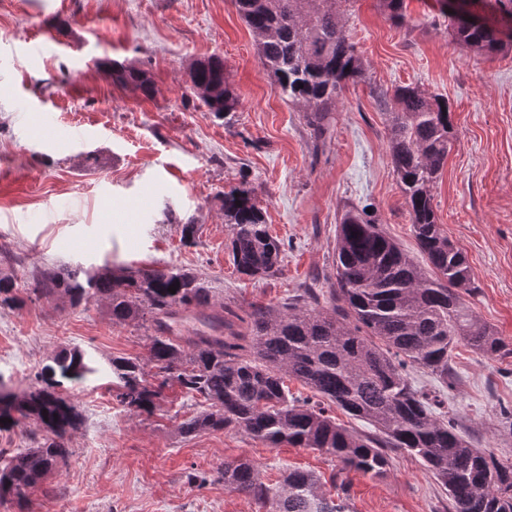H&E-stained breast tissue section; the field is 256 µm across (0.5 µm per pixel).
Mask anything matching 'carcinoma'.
Returning a JSON list of instances; mask_svg holds the SVG:
<instances>
[{"instance_id": "1", "label": "carcinoma", "mask_w": 512, "mask_h": 512, "mask_svg": "<svg viewBox=\"0 0 512 512\" xmlns=\"http://www.w3.org/2000/svg\"><path fill=\"white\" fill-rule=\"evenodd\" d=\"M468 6L507 20L508 31L483 22L455 21L454 42L475 55L512 50V0H464ZM251 30L259 60L288 101L309 112L315 137L348 83L365 75L362 59L336 10V0H235ZM113 81L150 97L147 72L118 61L106 63ZM191 89L207 111L224 118L238 98L218 56L197 62ZM388 147L408 207L414 236L427 267L416 264L370 218L350 206L336 230L335 281L328 291L305 288L276 305H255L243 317L212 302L215 287L190 269L129 271L104 265L47 266L32 274V292L62 296L76 307L92 299L107 303L112 322H140L149 331V361L161 374L158 385L144 380L142 365L112 359L122 383L121 402L150 413L169 382L202 399L207 407L183 420L178 432L193 436L234 428L269 448L290 445L318 450L351 471L377 477L386 471L387 448L421 459L448 492L454 512H512V462L475 448L432 399L408 379L417 367L448 382V359L464 343L486 355L512 349L466 305L461 291L471 284L465 254L436 222L431 189L448 158L455 130L448 102L428 98L417 87L394 92L387 113ZM241 205H236V202ZM228 254L236 271L255 280L274 276L284 252L262 209L244 186L223 194ZM179 284L175 293L169 286ZM15 279L0 273V302L16 301ZM93 372L79 350L62 351L38 372L41 386L21 393L0 388V431L33 420L42 434L32 446L0 466V498H18L61 464L65 443L83 416L73 399L56 391V376L78 381ZM296 380L321 398L317 404L288 391ZM336 407L371 427L368 433L336 424ZM228 489L253 498L265 512H349L347 480L339 493H324L310 472L285 468L269 484L247 459L226 460L217 469Z\"/></svg>"}]
</instances>
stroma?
<instances>
[{
    "label": "stroma",
    "mask_w": 512,
    "mask_h": 512,
    "mask_svg": "<svg viewBox=\"0 0 512 512\" xmlns=\"http://www.w3.org/2000/svg\"><path fill=\"white\" fill-rule=\"evenodd\" d=\"M363 81L345 85L326 135L314 139L301 107L283 99L262 67L232 0H0V272L17 302L0 304V384L20 393L61 350L85 353L93 374L63 381L83 425L67 440L66 466L0 512H259L216 477L249 459L266 482L296 467L332 491L338 462L309 448H268L227 429L179 434L198 400L164 388L154 414L128 411L110 363L144 364L147 331L113 323L105 303L73 308L36 298L34 270L176 266L212 280L218 302L244 314L283 302L312 283L329 288L336 226L346 206H370L376 223L423 263L388 149L394 90L416 86L447 100L457 139L433 186L437 222L465 253L474 314L512 346V53L480 56L455 44L439 0H405L394 24L379 0L336 5ZM224 60L237 97L226 118L190 88L192 65ZM147 71L151 97L122 88L105 60ZM251 189L270 234L286 243L279 272L238 274L225 248L221 195ZM194 221L193 242L180 226ZM451 384L413 369V385L445 398L474 447L512 461L501 408H512V354L486 357L464 344L449 360ZM205 477L203 486L192 475ZM351 512H452L422 462L394 451L383 476L349 475Z\"/></svg>",
    "instance_id": "1"
}]
</instances>
